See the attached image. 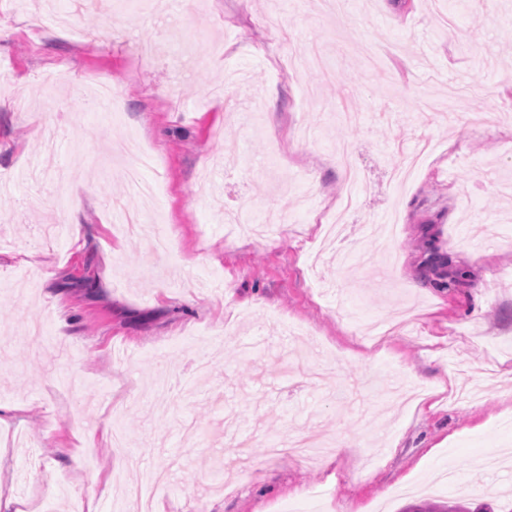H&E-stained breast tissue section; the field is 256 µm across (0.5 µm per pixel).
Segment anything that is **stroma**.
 Here are the masks:
<instances>
[{"instance_id":"35a3bbf8","label":"stroma","mask_w":512,"mask_h":512,"mask_svg":"<svg viewBox=\"0 0 512 512\" xmlns=\"http://www.w3.org/2000/svg\"><path fill=\"white\" fill-rule=\"evenodd\" d=\"M0 20V405L26 408L0 486L35 512L105 476L117 512L151 469L175 475L164 512L512 501V373L486 374L512 363V0H0ZM107 77L117 116L85 94ZM340 142L369 185L321 254ZM134 180L161 214L137 235L110 208ZM243 205L287 230L238 233ZM103 417L126 448L83 455ZM311 423L342 453L299 462Z\"/></svg>"}]
</instances>
